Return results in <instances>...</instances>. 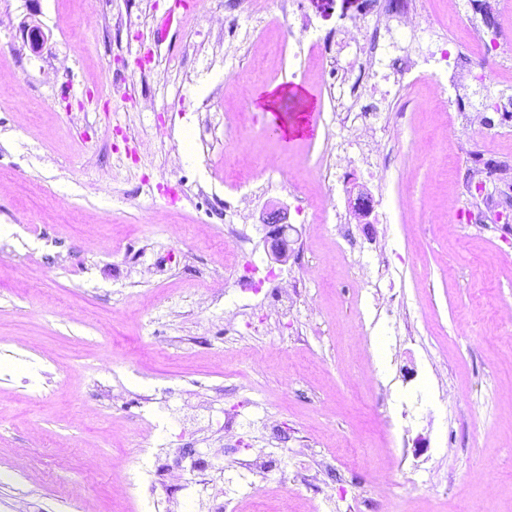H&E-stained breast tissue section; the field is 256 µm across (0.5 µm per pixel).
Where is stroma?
I'll list each match as a JSON object with an SVG mask.
<instances>
[{"instance_id": "stroma-1", "label": "stroma", "mask_w": 512, "mask_h": 512, "mask_svg": "<svg viewBox=\"0 0 512 512\" xmlns=\"http://www.w3.org/2000/svg\"><path fill=\"white\" fill-rule=\"evenodd\" d=\"M361 0H294L287 20L308 37L335 31ZM0 0V512H148L138 478L167 451L223 442L207 496L159 485L174 512L232 499L259 512H307L331 486L332 512H362L379 474L392 486L378 512H512V113L437 111L429 82L399 88L374 125L387 159L369 184L353 154L332 182L322 136L287 147L268 136L255 94L280 81L314 95L320 125L336 121V78L306 49L275 53L281 30L239 6L219 32L193 0ZM449 44L512 32V0L474 21L468 0H419ZM48 40L32 51L24 25ZM512 96V43L480 86ZM298 166L310 199L279 185ZM502 182L476 191L478 168ZM254 173L239 218L234 182ZM370 188L367 222L328 190ZM465 217L448 231V199ZM281 205L298 233L287 263L264 242ZM251 241L224 267V232ZM296 277L300 301L274 319L267 274ZM237 311L234 326L224 313ZM388 343L386 358L372 348ZM236 409L224 438L221 410ZM281 437L271 440L268 423ZM277 468H240L249 449ZM312 476L293 489L296 472Z\"/></svg>"}]
</instances>
